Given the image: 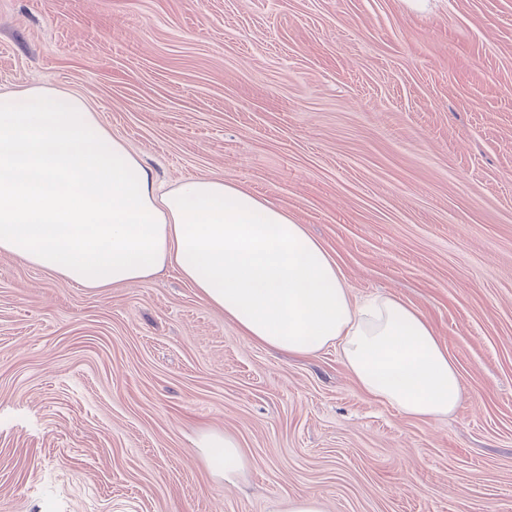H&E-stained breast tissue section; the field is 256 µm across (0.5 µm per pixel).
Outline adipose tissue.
<instances>
[{
    "label": "adipose tissue",
    "mask_w": 512,
    "mask_h": 512,
    "mask_svg": "<svg viewBox=\"0 0 512 512\" xmlns=\"http://www.w3.org/2000/svg\"><path fill=\"white\" fill-rule=\"evenodd\" d=\"M0 253L90 289L170 266L252 342L295 357L336 347L363 393L407 417L448 416L462 398L458 367L413 307L353 299L304 225L223 176L162 188L83 98L59 88L0 92ZM196 445L235 484L237 441L206 432Z\"/></svg>",
    "instance_id": "adipose-tissue-1"
}]
</instances>
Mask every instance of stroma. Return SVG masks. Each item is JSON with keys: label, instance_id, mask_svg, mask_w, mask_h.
I'll return each instance as SVG.
<instances>
[{"label": "stroma", "instance_id": "stroma-1", "mask_svg": "<svg viewBox=\"0 0 512 512\" xmlns=\"http://www.w3.org/2000/svg\"><path fill=\"white\" fill-rule=\"evenodd\" d=\"M34 84L165 186L288 211L354 298L424 316L463 396L406 417L174 268L88 289L0 253V512H512V0H0V88ZM204 432L239 443L235 485ZM202 448L205 462L211 473L224 478V484L235 485L236 478L244 466V458L237 441L226 434L203 433L195 441Z\"/></svg>", "mask_w": 512, "mask_h": 512}]
</instances>
